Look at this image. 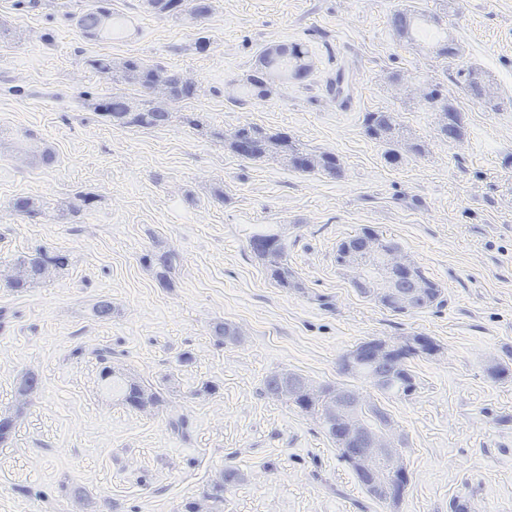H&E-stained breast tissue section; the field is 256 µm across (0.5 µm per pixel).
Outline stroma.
<instances>
[{
	"label": "stroma",
	"instance_id": "35a3bbf8",
	"mask_svg": "<svg viewBox=\"0 0 512 512\" xmlns=\"http://www.w3.org/2000/svg\"><path fill=\"white\" fill-rule=\"evenodd\" d=\"M93 0H43L28 11L0 0V20L26 41L0 42V258L39 245L70 256L63 277L22 294L0 288V410L17 379H42L13 441L0 446V512H180L211 476L236 467L241 482L224 512H512V379L487 370L512 364V0H458L448 25L458 60H437L394 39L399 9L435 0H214L205 31L143 11L141 0H111L132 21L128 36L95 41L73 18ZM210 47L193 51L199 34ZM305 43L317 60L305 82L265 102L230 100L262 47ZM162 62L202 80L206 92L178 104L219 129L251 122L311 148L335 152L340 177L304 175L273 161L245 162L221 142L175 125L126 129L81 99L108 93L109 79L85 65L99 54ZM475 65L502 96L492 111L462 88ZM360 86L341 111L324 84L337 67ZM432 76L462 111L467 139L448 145L427 112L391 94L385 79ZM398 113L426 141L425 156L392 164L364 133L363 115ZM30 130L56 151L51 167L19 165L11 136ZM224 184L223 200L211 189ZM96 195L71 223L27 224L6 204L20 194L59 204ZM286 224L288 261L304 292L267 278L247 237ZM369 226L397 241L444 290L438 307L394 314L358 295L336 269V245ZM174 248L175 285L161 287L141 257L156 243ZM112 301L107 322L91 315ZM239 327L237 343L211 334ZM424 334L440 346L414 359L420 387L383 405L408 437L409 484L394 507L359 487L319 423L271 399L264 378L288 368L315 382L373 388L342 374V355L362 340ZM166 392L151 416L100 392V356Z\"/></svg>",
	"mask_w": 512,
	"mask_h": 512
}]
</instances>
